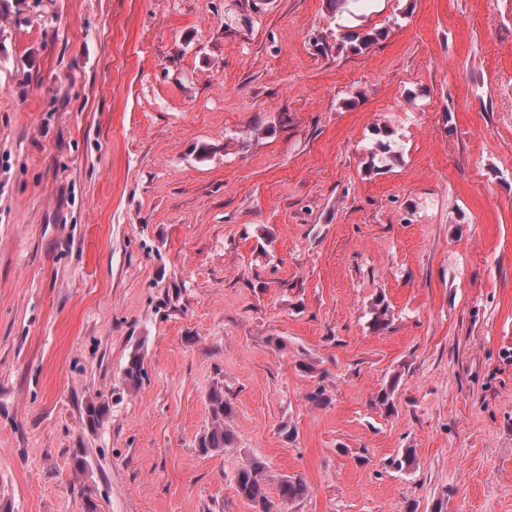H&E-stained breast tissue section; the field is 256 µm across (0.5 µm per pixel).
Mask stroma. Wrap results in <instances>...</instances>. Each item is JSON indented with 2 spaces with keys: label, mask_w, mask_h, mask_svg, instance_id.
Segmentation results:
<instances>
[{
  "label": "stroma",
  "mask_w": 512,
  "mask_h": 512,
  "mask_svg": "<svg viewBox=\"0 0 512 512\" xmlns=\"http://www.w3.org/2000/svg\"><path fill=\"white\" fill-rule=\"evenodd\" d=\"M247 455L512 512V0H0V512H252ZM386 36L387 33L385 30L377 28L357 31L342 36L339 42L336 43V46L339 52L349 51L359 54L384 39ZM381 135L380 138L376 139L371 146L365 150V169L367 171L373 170L375 167H379L378 164L395 157V151L390 140L392 136L391 131L388 129H381L378 132ZM146 375L143 358L135 351L131 353L126 366L123 369L122 384L128 391L138 390ZM210 423L200 435L198 447L203 453L220 452L235 448V434L227 422L234 414V406L224 397V391L213 387L208 394Z\"/></svg>",
  "instance_id": "stroma-1"
}]
</instances>
